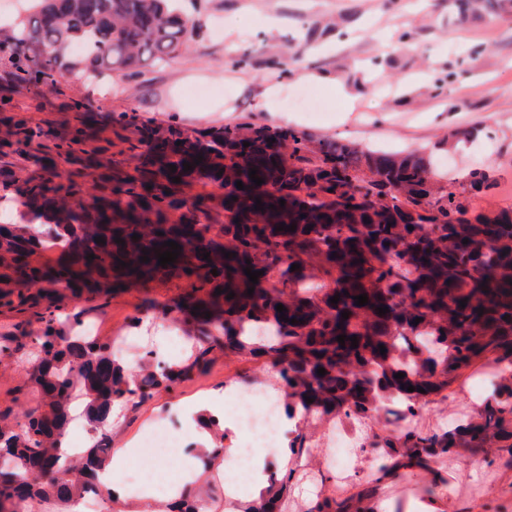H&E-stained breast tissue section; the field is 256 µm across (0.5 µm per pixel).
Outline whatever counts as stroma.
Masks as SVG:
<instances>
[{
    "mask_svg": "<svg viewBox=\"0 0 512 512\" xmlns=\"http://www.w3.org/2000/svg\"><path fill=\"white\" fill-rule=\"evenodd\" d=\"M458 0H180L193 22V37L182 57L145 62L135 75L112 78L71 75L55 91L17 90L0 67V96L12 93L14 112L55 128L72 121L70 100H82L98 121L101 138L112 135V113L128 110L138 121L172 123L213 132L244 120L289 126L316 137L351 140L375 150L416 149L433 145L432 155L448 157L471 209L512 208V13L497 19L457 20ZM418 50H398L401 41ZM282 46L303 60L302 76L286 77L274 65L271 47ZM245 64L232 66V59ZM286 85L304 92L308 103L273 116L262 105L267 89ZM380 123H368L373 113ZM487 172L489 186L469 187L472 170ZM176 282L154 280L116 288L93 323L113 350L132 341L161 346L169 340V322L145 303L177 299ZM123 353L133 369L138 359ZM26 365L0 364V412L29 406ZM264 361L237 356L218 358L210 369L146 402L125 405L112 417V445L130 448L142 427L158 414L179 422V410L198 413L203 402L225 386L250 387L272 382ZM471 381L453 385L445 400L428 405L417 427L435 430L467 416L474 403ZM445 485L432 492L436 512H512V487L498 484L512 462L498 460L493 471H470L468 462L441 460ZM425 483L421 477L390 482L377 492L378 512H415Z\"/></svg>",
    "mask_w": 512,
    "mask_h": 512,
    "instance_id": "35a3bbf8",
    "label": "stroma"
}]
</instances>
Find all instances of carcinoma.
<instances>
[{"label": "carcinoma", "instance_id": "cac0c4a2", "mask_svg": "<svg viewBox=\"0 0 512 512\" xmlns=\"http://www.w3.org/2000/svg\"><path fill=\"white\" fill-rule=\"evenodd\" d=\"M457 8L463 22L480 9L509 12L512 0H460ZM191 33L173 0H41L15 27L0 29V65L26 84L52 89L63 70L110 76L149 58L176 59ZM77 42L87 45L82 55L71 51ZM55 44L61 53L45 56L43 48ZM7 106L0 100V155L35 169L0 168V186L14 190L0 196V206L19 210L22 220L0 226L8 230L0 240V283L7 286L0 307L30 313L0 331V361L31 363L37 397L13 420L0 419V512H30L51 501L68 512L84 494L100 491L98 473L112 456V404L169 391L218 354L269 361L290 419L330 420L343 410L379 418L381 399L406 405L402 424L369 448L379 458L371 478L351 494L317 498L307 512H372L379 485L428 473L461 448L512 457V377L498 375L478 409L449 428L409 425L483 365L512 366V209L469 214L448 172L417 152L380 153L251 122L203 140L176 125L138 124L126 110L112 113V138L91 147L94 125L78 99L70 104L76 124L63 130H46ZM57 155L76 167L57 172ZM252 169L264 183L254 184ZM426 173L437 183L433 193L423 186ZM282 223L296 230H278ZM46 233L62 246L57 269L31 261ZM166 241L180 245L179 255L162 267ZM144 255L150 261H140ZM294 264L300 268L291 270ZM246 267L264 271L258 283ZM167 273L187 278L195 291L209 289V299L163 305V317L181 313L192 327L189 349L162 367L151 364L150 349L139 373L129 374L110 358L109 342L82 334L84 318L103 305L75 300L110 277L135 282ZM360 294L367 305L355 304ZM279 304L295 323L280 318ZM380 306L389 312L379 314ZM77 395L95 437L70 460L65 432L49 421L70 420ZM201 421L212 460L224 449V429L210 417ZM293 475L281 472L267 496L243 512H278ZM18 480L28 485L25 497L12 494ZM214 492L210 483L186 492L170 512H200Z\"/></svg>", "mask_w": 512, "mask_h": 512}]
</instances>
